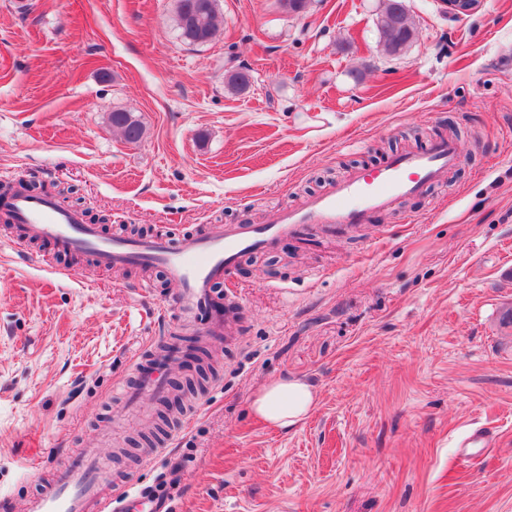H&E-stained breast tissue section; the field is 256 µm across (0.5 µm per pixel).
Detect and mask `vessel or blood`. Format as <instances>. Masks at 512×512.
<instances>
[{
	"instance_id": "b4317fda",
	"label": "vessel or blood",
	"mask_w": 512,
	"mask_h": 512,
	"mask_svg": "<svg viewBox=\"0 0 512 512\" xmlns=\"http://www.w3.org/2000/svg\"><path fill=\"white\" fill-rule=\"evenodd\" d=\"M461 160L453 139H439L427 149L406 150L384 164L357 168L303 204L280 208L267 223L215 225L176 242L163 233L141 238L104 235L55 197L33 196L21 188L0 195V217L17 225L22 243L51 240L70 251L92 254L100 265L115 269L164 268L175 285L169 302L179 325L196 326L213 337L240 316L235 275L241 258L270 250L282 238L309 228L354 229L364 224L369 212L392 209L423 192ZM180 357L178 345L170 343L154 353L150 363L136 362V384L123 389L124 403L136 406L145 398L160 399L166 390L165 372ZM494 438L491 429L477 427L459 439L457 448L466 455L490 446ZM107 462L106 455L91 448L35 466L34 474L46 470L52 478L27 500V512H161L160 500L141 492L113 507L112 488L104 477Z\"/></svg>"
}]
</instances>
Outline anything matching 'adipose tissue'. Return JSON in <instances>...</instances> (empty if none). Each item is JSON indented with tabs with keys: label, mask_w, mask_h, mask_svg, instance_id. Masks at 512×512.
Masks as SVG:
<instances>
[{
	"label": "adipose tissue",
	"mask_w": 512,
	"mask_h": 512,
	"mask_svg": "<svg viewBox=\"0 0 512 512\" xmlns=\"http://www.w3.org/2000/svg\"><path fill=\"white\" fill-rule=\"evenodd\" d=\"M315 405V394L299 378H281L264 386L254 397L251 410L259 419L279 428L304 420Z\"/></svg>",
	"instance_id": "obj_1"
}]
</instances>
